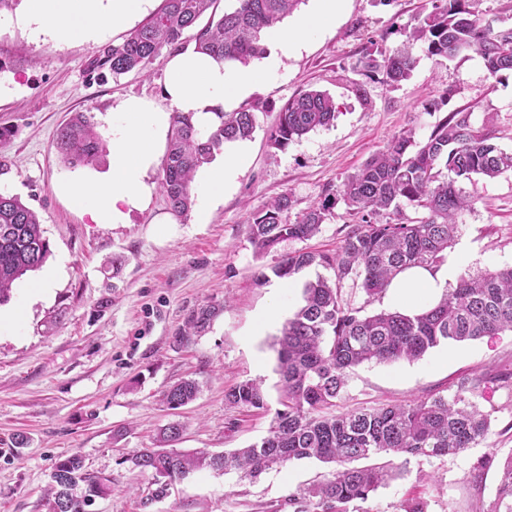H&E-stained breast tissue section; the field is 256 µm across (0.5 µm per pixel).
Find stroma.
Returning a JSON list of instances; mask_svg holds the SVG:
<instances>
[{
    "label": "stroma",
    "instance_id": "1",
    "mask_svg": "<svg viewBox=\"0 0 512 512\" xmlns=\"http://www.w3.org/2000/svg\"><path fill=\"white\" fill-rule=\"evenodd\" d=\"M428 0H344L335 20L310 32L304 44L265 77L245 106L258 126L243 141L247 163L236 187L204 224L191 214L175 223L162 192L127 224H96L73 210L54 185L73 176L53 140L69 117L90 110L97 132L108 137L106 118L129 96L161 99L166 54L149 76L113 75L105 53L122 35L94 41H33L21 25L19 0L0 26V126L11 134L0 143V190L34 210L49 242L41 269L29 273L0 304V512H50L45 489L59 457L80 454L89 471L112 479L109 496L89 512H291L288 496L326 476L331 467L315 459L242 480L209 469L191 473L168 494L150 499L153 481L123 463V455L150 447L172 421L186 426L181 448L221 453L246 447L268 431L279 407L278 328L254 334L273 294L292 316L306 282L324 268L305 267L281 281L273 269L293 251L332 250L351 218L338 204L321 231L306 241H284L260 253L246 225L271 199L289 194L288 222L302 218L327 187L339 185L384 149L392 138L413 132L427 139L435 125L457 110L475 126L493 131L512 151V76L492 78L483 59L468 52L454 59L429 57L406 34ZM410 46L417 59L411 78L390 87L365 77L370 50ZM315 88L338 105L334 123L287 147L268 131L287 100ZM447 95L444 105L430 102ZM512 265V172L479 180L477 199L459 221L457 237L441 271L452 278ZM56 270L48 295L34 298L30 284ZM208 305L219 313L193 343L175 345L186 317ZM512 372V333L445 342L415 361L357 367L339 409L407 401L431 393L453 394L464 377ZM201 387L188 405L168 409L163 391L183 378ZM245 379L262 381L267 406L230 407L224 392ZM489 413L487 440L458 454L413 458L404 473L358 503L359 512H402L420 498L425 512H490L499 462L512 453V388L486 383L475 397ZM24 436L23 447L13 439Z\"/></svg>",
    "mask_w": 512,
    "mask_h": 512
}]
</instances>
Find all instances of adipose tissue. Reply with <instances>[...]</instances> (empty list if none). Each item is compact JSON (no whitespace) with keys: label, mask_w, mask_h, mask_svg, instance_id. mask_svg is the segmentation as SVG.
Instances as JSON below:
<instances>
[{"label":"adipose tissue","mask_w":512,"mask_h":512,"mask_svg":"<svg viewBox=\"0 0 512 512\" xmlns=\"http://www.w3.org/2000/svg\"><path fill=\"white\" fill-rule=\"evenodd\" d=\"M24 22L34 39L89 41L106 32L119 33L148 12L154 0H27ZM342 0H315L312 13L294 30L276 28L265 36L272 51L261 67L224 62L184 49L171 53L162 102L139 97L123 99L112 111L109 129L112 151L104 176L59 181L56 192L74 210L97 224H127L133 212L146 209L156 189L152 179L171 129V116L191 115L197 129L219 125V113L250 96L258 83L281 65L282 57L298 49L306 32L328 26ZM246 162L241 152L224 153L221 161L197 176L201 202L195 214L207 223L213 206L224 198ZM441 273L413 268L402 273L389 289L391 299L415 310L439 293Z\"/></svg>","instance_id":"1"}]
</instances>
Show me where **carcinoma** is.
Wrapping results in <instances>:
<instances>
[{"instance_id": "carcinoma-1", "label": "carcinoma", "mask_w": 512, "mask_h": 512, "mask_svg": "<svg viewBox=\"0 0 512 512\" xmlns=\"http://www.w3.org/2000/svg\"><path fill=\"white\" fill-rule=\"evenodd\" d=\"M216 0H163V6L132 30L104 57L112 73L147 72L163 50L178 51L185 31L195 30L196 49L219 59L246 62L264 55L263 35L276 27L303 0H235L218 19L200 26V18ZM431 9L408 32L431 57L452 59L473 51L481 56L493 78L512 73V28L495 29L472 8V0H429ZM416 58L407 49L389 53L368 51L363 71L370 79L390 86L408 80ZM335 99L326 91L298 92L281 108L269 139L284 148L303 135L330 125L336 118ZM257 115L243 107L222 116L220 127L205 136L189 116L172 117L168 153L160 188L172 211L184 214L194 199L195 173L211 163L224 143L252 138ZM494 135L471 122V113L453 112L439 121L421 144L412 135L394 137L386 148L339 186L325 190L295 223L283 220L292 206L289 195L269 201L247 224L255 248L267 251L285 240H306L321 229L330 209L343 202L359 219L349 225L333 253L295 251L274 269L288 277L307 266L333 271L334 279L319 277L303 287V302L276 338L279 404L267 435L245 448L220 454L175 448L184 425L173 421L160 429L153 447L141 448L123 462L149 474L157 488L152 498L166 495L168 486L191 472L210 468L239 479H252L288 463L316 458L335 465L331 477L288 495L293 512H351L354 502L400 475L391 461L355 467L372 457L438 458L454 455L485 440L490 416L472 400L484 376L463 378L451 396L440 393L418 400L388 403L336 413L351 372L364 363L413 360L445 341L461 342L512 332V266L466 274L454 288L421 311L407 314L356 307L343 296V284H358L372 302L384 297L392 282L414 267L433 269L445 259L459 229L458 217L471 208L474 177L494 179L512 170V152L493 142ZM53 147L69 167L93 164L106 146L92 116L76 112L61 126ZM414 209L410 218L403 207ZM386 221L379 222L377 217ZM49 253L38 215L20 198L0 192V302L24 275L39 269ZM218 313L201 307L186 319L175 342L192 343ZM199 382L183 379L163 392L164 402L176 410L193 401ZM231 407L266 405L260 383L242 381L225 392ZM501 477L491 512H512V453L500 465ZM112 492V479L84 469L78 454L55 464L47 494L53 512H88L95 499Z\"/></svg>"}]
</instances>
